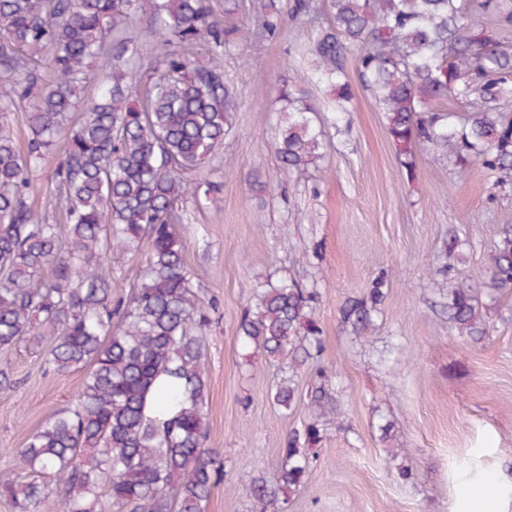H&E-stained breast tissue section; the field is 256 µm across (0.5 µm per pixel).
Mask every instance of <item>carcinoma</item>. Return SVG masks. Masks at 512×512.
Instances as JSON below:
<instances>
[{"mask_svg":"<svg viewBox=\"0 0 512 512\" xmlns=\"http://www.w3.org/2000/svg\"><path fill=\"white\" fill-rule=\"evenodd\" d=\"M147 3L166 42L179 54L149 61L152 79L139 94L135 68L105 59L106 41ZM332 24L312 43L315 76L350 99L340 64L359 49L361 81L383 114L402 167L413 175L414 147L449 153L464 170L474 162L512 178V50L481 28L499 0H329ZM261 34L273 37L275 0H253ZM209 0H0V112L29 100L27 151L0 129V349L34 336L47 341L56 372L80 368L83 383L71 404L14 451L32 479L0 481V497L15 512H40L57 495V512H206L224 480L215 451L204 446L207 326L183 245L176 208L201 186L187 174L224 143L236 103L224 79L229 31L211 20ZM200 41L206 61L194 58ZM51 61L55 79L31 94L36 73ZM100 67L97 98L72 122L82 80ZM474 100L460 123L443 109L448 99ZM275 152L283 174L316 166L322 156L317 108L283 89ZM67 148L56 170L66 223L52 224L27 207L31 174L60 138ZM148 243L142 282L128 297L112 296V263ZM491 287L512 293V224L501 225L491 256ZM378 280L362 297L345 300L342 322L361 336L373 327L385 293ZM316 293L291 282L255 288L238 335L268 359L300 350L320 354L322 330L313 318ZM448 320L457 335L483 339L487 325L475 289H448ZM312 421L292 430L275 482L257 476L242 486L258 512H280L307 474L303 446L320 440L333 413L318 374ZM292 378L273 401H295Z\"/></svg>","mask_w":512,"mask_h":512,"instance_id":"obj_1","label":"carcinoma"}]
</instances>
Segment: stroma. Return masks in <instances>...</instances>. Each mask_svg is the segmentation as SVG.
<instances>
[{
	"instance_id": "1",
	"label": "stroma",
	"mask_w": 512,
	"mask_h": 512,
	"mask_svg": "<svg viewBox=\"0 0 512 512\" xmlns=\"http://www.w3.org/2000/svg\"><path fill=\"white\" fill-rule=\"evenodd\" d=\"M280 30L259 36L250 11L214 21L233 25L234 50L224 76L237 103L232 131L192 182L212 189L211 202L186 197L177 230L192 284L209 317L204 381L207 447L218 453L224 480L206 512H253L235 493L257 473L275 480L291 430L310 419L306 397L317 373L328 378L340 414L308 452L304 484L284 512H460L467 481L495 479L501 512H512V294L488 288L501 225L512 224V181L473 163L460 169L429 146L416 150L407 176L371 94L356 52L342 59L353 94L317 83L306 55L318 27L330 25L327 0L314 15L278 0ZM319 106L323 156L317 168L283 175L273 148L282 86ZM347 112L341 120L333 114ZM65 141L33 174L26 202L64 223L55 199V169ZM460 257L447 261L451 236ZM384 279L385 298L368 335L356 336L339 314ZM297 281L316 291L320 356L293 375L299 398L275 404L271 390L287 362H269L244 346L237 328L253 286ZM476 289L487 335L457 336L448 321V288ZM44 347L26 339L0 350V479L25 480L12 449L65 407L83 372L56 373Z\"/></svg>"
}]
</instances>
